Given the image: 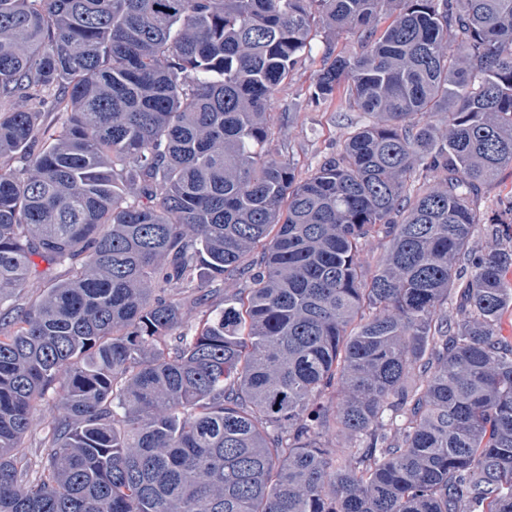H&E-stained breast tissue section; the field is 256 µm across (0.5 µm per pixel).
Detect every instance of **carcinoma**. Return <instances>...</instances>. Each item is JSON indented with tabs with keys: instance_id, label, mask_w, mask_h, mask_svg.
Here are the masks:
<instances>
[{
	"instance_id": "cac0c4a2",
	"label": "carcinoma",
	"mask_w": 512,
	"mask_h": 512,
	"mask_svg": "<svg viewBox=\"0 0 512 512\" xmlns=\"http://www.w3.org/2000/svg\"><path fill=\"white\" fill-rule=\"evenodd\" d=\"M317 28L360 51L310 103L365 121L301 179L268 105ZM506 169L512 0H0V308L41 287L0 312V512H512ZM512 200V171L506 170L485 188V194L479 203L484 218L498 214L508 201ZM503 203V204H502Z\"/></svg>"
}]
</instances>
